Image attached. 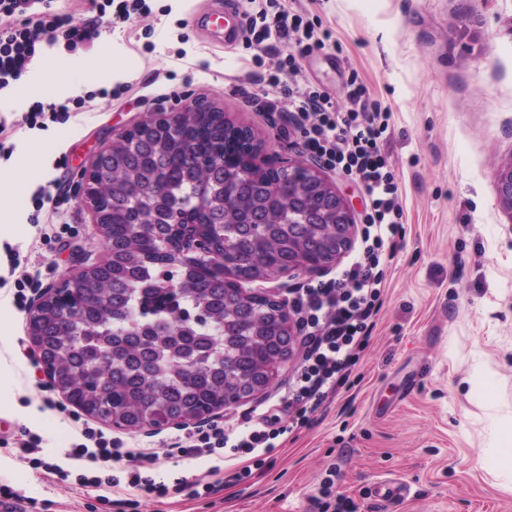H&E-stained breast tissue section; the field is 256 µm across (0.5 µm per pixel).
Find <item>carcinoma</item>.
I'll return each mask as SVG.
<instances>
[{"label": "carcinoma", "instance_id": "obj_1", "mask_svg": "<svg viewBox=\"0 0 512 512\" xmlns=\"http://www.w3.org/2000/svg\"><path fill=\"white\" fill-rule=\"evenodd\" d=\"M244 148L239 133L216 137L187 118L165 136L115 142L101 190L125 207L112 209L115 248L94 272L102 299L81 305L80 319L62 333L55 331L53 313L43 316L61 389L74 388L91 371L135 426L219 403L226 383L245 385L256 371L275 368L286 334L283 308L259 293L243 296L240 282L288 263L292 246L310 228L279 223L288 214V182L273 188L235 166L210 169L211 155ZM200 185L212 206L208 220L223 215L225 223L214 227L218 255L183 266L180 278L188 304L211 314L208 329L191 320L173 326L171 299L158 288L160 269L174 260L159 239L172 231L175 210L192 201ZM227 192L253 204L257 219L269 214L262 236H251L236 213H224ZM230 267L238 272L232 281L223 278Z\"/></svg>", "mask_w": 512, "mask_h": 512}]
</instances>
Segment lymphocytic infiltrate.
I'll use <instances>...</instances> for the list:
<instances>
[{"label":"lymphocytic infiltrate","instance_id":"1","mask_svg":"<svg viewBox=\"0 0 512 512\" xmlns=\"http://www.w3.org/2000/svg\"><path fill=\"white\" fill-rule=\"evenodd\" d=\"M9 17V27L0 29V93L10 89L26 73L44 49L74 50L88 46L98 29L77 24L56 11L53 0H0V17ZM247 48L266 51L270 38L296 39L307 49L324 48V41L301 15L288 12L279 0L245 15ZM300 67L295 57L276 61L263 82L264 104L275 110L289 103L293 121L303 139V148L324 168L356 182L366 197L362 252L359 260L340 277L311 281L290 289L287 305L299 317L302 347L297 376L282 405L287 419L261 415L244 424L219 425L189 433L180 454L186 459L211 461V481L177 482L168 487L138 462L146 454L124 447L122 441H107L94 430H85L83 444L71 454L70 474L81 487L127 486L148 496L166 497L169 491L189 496L216 495L251 479L263 468L287 431L310 424L314 415L343 388L368 344L383 306L385 262L396 251L403 222L400 188L385 149L389 115L370 111L361 86L348 93L350 106L340 110L330 97L311 87L295 95L291 83ZM249 457L248 465L233 461Z\"/></svg>","mask_w":512,"mask_h":512}]
</instances>
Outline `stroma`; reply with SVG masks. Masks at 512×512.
I'll list each match as a JSON object with an SVG mask.
<instances>
[{
    "label": "stroma",
    "mask_w": 512,
    "mask_h": 512,
    "mask_svg": "<svg viewBox=\"0 0 512 512\" xmlns=\"http://www.w3.org/2000/svg\"><path fill=\"white\" fill-rule=\"evenodd\" d=\"M250 0H149V15L112 25L88 0H58L74 22H98L89 48L45 50L25 77L35 94L0 98L15 128L0 140V176L15 184L0 212V485L28 512H112L98 489L45 471L67 466L85 428L156 454L166 484L208 479L210 463L178 452L187 431L117 430L84 416L39 373L27 333L38 292L100 260L103 238L80 205L83 171L126 128L200 99L249 128L261 156L310 163L287 107L269 111L258 75L295 55L294 89L313 85L348 107L357 79L370 109L390 115L387 150L401 184L403 235L386 273L375 334L345 388L312 423L281 438L269 462L219 496L149 498L121 486L127 512H312L329 468L337 490L366 512H512V216L498 204L495 169L512 161V0H285L312 23L324 49L274 42L263 66L243 40L202 30L204 13ZM125 73L127 91L108 96ZM90 95L67 123L28 128L34 99ZM63 197L37 210L35 196ZM297 359L261 398L230 406L240 424L279 404ZM42 439L43 467L20 447ZM408 487L388 493L390 483Z\"/></svg>",
    "instance_id": "1"
}]
</instances>
